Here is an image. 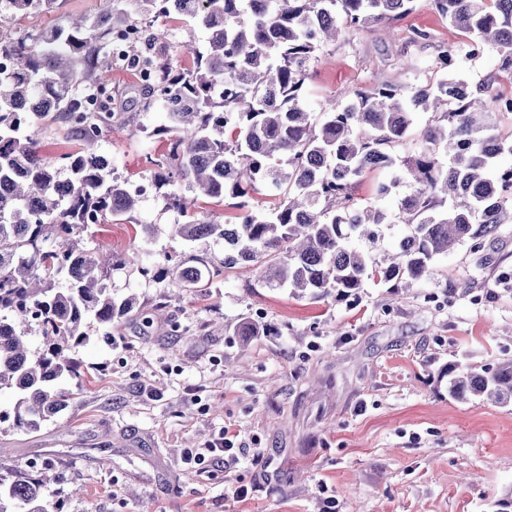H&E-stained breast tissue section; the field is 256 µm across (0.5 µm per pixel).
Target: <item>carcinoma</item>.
<instances>
[{"instance_id":"carcinoma-1","label":"carcinoma","mask_w":512,"mask_h":512,"mask_svg":"<svg viewBox=\"0 0 512 512\" xmlns=\"http://www.w3.org/2000/svg\"><path fill=\"white\" fill-rule=\"evenodd\" d=\"M54 0H0V22ZM417 0H99L93 22L66 29L0 34V391L17 393L11 426L35 430L70 404L63 378L81 383L70 356L93 319L104 329L137 304L104 287L112 256L79 247L85 216L119 218L141 200L130 183L112 174L105 158L76 150L58 168L43 158L31 115L54 110L109 131L124 124L114 112L89 113L77 87L99 88L114 100L112 31L142 19L141 40L128 59L157 76L138 83L128 103L157 108L164 123L150 132L166 142L159 184L180 213L176 234L186 242L224 244L220 265L172 268L187 288L239 265H252L272 287L300 298L346 300L369 282L394 288L427 279L434 262L455 246L477 242L512 222V139L491 133V115L512 114V0H430L433 9L464 33L472 56L495 52L488 78L455 77L458 47L442 51V76L354 92L312 118L304 86L323 46L341 31H359L410 14ZM175 14L206 33L182 67L164 29L151 19ZM432 112L420 132L414 113ZM379 172L381 197L399 186L392 211L359 204L356 180ZM194 194L187 200L181 187ZM278 202L267 212L251 208L254 193ZM222 203L234 221L199 217V198ZM404 233L382 255L374 254L383 227ZM37 328L45 349L30 348ZM448 395L512 401V358L493 366L448 365ZM48 465L0 476V512H47L59 494Z\"/></svg>"}]
</instances>
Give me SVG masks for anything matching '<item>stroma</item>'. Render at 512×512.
<instances>
[{
  "label": "stroma",
  "instance_id": "obj_1",
  "mask_svg": "<svg viewBox=\"0 0 512 512\" xmlns=\"http://www.w3.org/2000/svg\"><path fill=\"white\" fill-rule=\"evenodd\" d=\"M98 0H54L0 25V33L57 28L93 17ZM431 32L414 42L416 30ZM459 30L420 0L410 15L353 31L311 69L313 112L359 88L432 78L440 48ZM124 131L103 132L91 152L118 179L150 182L164 146L147 137L158 112H129ZM178 214L158 191L124 220L105 219L83 237L118 265L115 295L137 297L110 332L91 325L73 350L82 384L68 382V408L34 431L0 424V475L51 464L63 491L80 488L67 512H493L512 488V402L448 394L449 364L483 366L512 357V223L481 249L456 246L410 291L367 285L358 297L310 301L271 288L240 266L205 288L148 279L144 265H214L222 245L150 236L143 227ZM270 327L243 336L242 322ZM246 448L238 465L185 470L184 449L224 427ZM249 497L237 501L234 490Z\"/></svg>",
  "mask_w": 512,
  "mask_h": 512
}]
</instances>
